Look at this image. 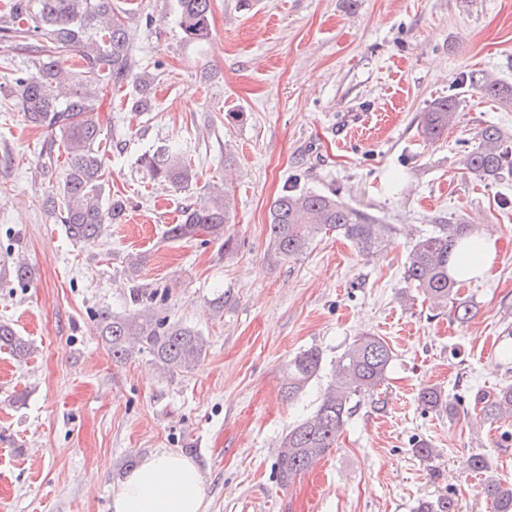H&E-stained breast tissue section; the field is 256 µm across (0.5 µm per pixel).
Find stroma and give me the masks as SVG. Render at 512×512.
I'll use <instances>...</instances> for the list:
<instances>
[{
    "mask_svg": "<svg viewBox=\"0 0 512 512\" xmlns=\"http://www.w3.org/2000/svg\"><path fill=\"white\" fill-rule=\"evenodd\" d=\"M114 4L127 11L139 72L154 82L142 112L131 86L103 96L109 186L126 210L93 245L70 241L45 210L66 153L51 130L26 124L10 86L35 67L0 42V278L19 260L34 270L28 285L0 288V321L34 349L22 361L0 352V512H112L126 460L161 450L199 464L207 512H413L440 497L455 512H493L466 460L484 454L512 480V417L489 418L479 401L512 384V207L499 205L512 198V177L462 173L457 150L488 124L512 133V108L463 89L435 141L419 116L462 73L512 84V0H214L201 45L184 41L176 0ZM164 148L187 157L191 185L154 180L141 165ZM223 182L234 249L168 240L182 210ZM295 182L336 193L392 233L369 254L330 233L275 257L269 207ZM437 218L497 238L486 276L460 291L474 305L464 323L403 279L413 241ZM132 255L143 259L134 278ZM135 285L207 338L194 371L163 374L143 355L113 362L94 315L134 311ZM365 334L394 352L383 383L336 448L279 486L282 437L314 412L336 358ZM308 348L322 352L323 369L285 399L287 364ZM425 387L456 415L423 410ZM420 439L430 458L413 453ZM91 467L97 475L84 481Z\"/></svg>",
    "mask_w": 512,
    "mask_h": 512,
    "instance_id": "stroma-1",
    "label": "stroma"
}]
</instances>
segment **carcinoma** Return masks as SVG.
Returning a JSON list of instances; mask_svg holds the SVG:
<instances>
[{"instance_id":"cac0c4a2","label":"carcinoma","mask_w":512,"mask_h":512,"mask_svg":"<svg viewBox=\"0 0 512 512\" xmlns=\"http://www.w3.org/2000/svg\"><path fill=\"white\" fill-rule=\"evenodd\" d=\"M213 0H176L177 24L184 39L202 44L212 35ZM35 20L24 28L21 22ZM0 39L36 53V73L16 74L10 92L22 107L25 120L59 135L67 152L68 167L59 187V197L46 206L57 214L67 235L76 242L91 244L104 225L119 220L125 211L120 198L105 195L106 170L101 148L102 128L98 118L100 92L108 87L134 85L133 106L146 109L151 82L137 67L126 25V10L112 6V0H11L9 13L0 16ZM79 52L84 65L77 76L69 77L63 67V53ZM468 87L485 94L506 109L512 108V85L473 70L463 78ZM459 109V96L452 93L429 105L421 113L422 134L439 138L452 125ZM153 178L173 186H186L192 168L180 153L166 150L144 157ZM458 164L467 173L500 181L512 175V134L489 124L465 143ZM232 198L225 187L213 188L209 201L182 211L180 222L166 228L171 240H189L201 234L224 241L231 223ZM269 238L275 255L282 259L306 250L319 234L330 231L369 253L390 232L377 217L341 202L336 193L291 188L273 201L268 215ZM469 236V225L436 224L421 234L411 246L404 281L438 307L451 306L455 319L465 322L473 316V305L458 297L462 280L449 271L453 251ZM99 336L108 345L112 360L122 363L136 354H145L159 370L170 375L189 372L206 356L208 341L191 327L170 321L160 313L132 312L117 315L108 310L96 313ZM0 348L24 360L32 353L30 344L14 328L0 322ZM393 351L380 336L366 335L354 340L336 359L332 382L316 410L293 425L279 445L275 463L276 479L286 487L296 476L312 467L337 441L353 413L354 404L371 395L385 377ZM323 356L309 348L288 361V400L297 398L321 372ZM418 401L423 410L454 411L442 391L427 387ZM484 413L492 418L512 413V385L480 397ZM467 468L487 474L484 491L493 500L496 512H512V483L489 474L485 456L473 454ZM415 512H455L449 497L420 501Z\"/></svg>"}]
</instances>
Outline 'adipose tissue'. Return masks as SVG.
<instances>
[{
    "label": "adipose tissue",
    "mask_w": 512,
    "mask_h": 512,
    "mask_svg": "<svg viewBox=\"0 0 512 512\" xmlns=\"http://www.w3.org/2000/svg\"><path fill=\"white\" fill-rule=\"evenodd\" d=\"M497 253L496 237L464 239L451 272L471 279L485 273ZM113 512H206L204 478L199 465L185 455L158 451L141 460L112 493Z\"/></svg>",
    "instance_id": "adipose-tissue-1"
}]
</instances>
